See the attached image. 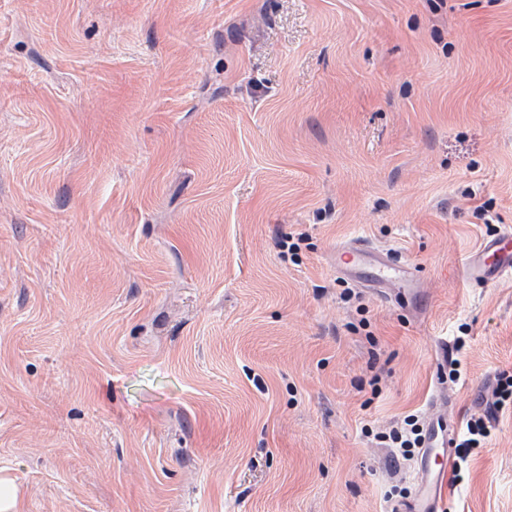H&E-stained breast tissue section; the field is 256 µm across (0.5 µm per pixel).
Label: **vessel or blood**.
I'll use <instances>...</instances> for the list:
<instances>
[{
  "label": "vessel or blood",
  "mask_w": 512,
  "mask_h": 512,
  "mask_svg": "<svg viewBox=\"0 0 512 512\" xmlns=\"http://www.w3.org/2000/svg\"><path fill=\"white\" fill-rule=\"evenodd\" d=\"M336 268L358 277L362 287L374 289L385 298L395 291L408 297L421 287L411 268L362 238L337 247ZM465 274L477 284H499L512 279L511 226L499 230L467 257ZM447 407V400L442 398L432 403L425 447L415 471L416 490L405 512H439L440 500L448 492L455 431L447 418Z\"/></svg>",
  "instance_id": "b4317fda"
}]
</instances>
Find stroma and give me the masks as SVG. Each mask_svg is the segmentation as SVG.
<instances>
[{"mask_svg":"<svg viewBox=\"0 0 512 512\" xmlns=\"http://www.w3.org/2000/svg\"><path fill=\"white\" fill-rule=\"evenodd\" d=\"M506 224L512 0H0L18 512H385L370 432L512 374V285L463 269ZM357 237L421 299L338 274ZM443 508L512 512V404Z\"/></svg>","mask_w":512,"mask_h":512,"instance_id":"35a3bbf8","label":"stroma"}]
</instances>
